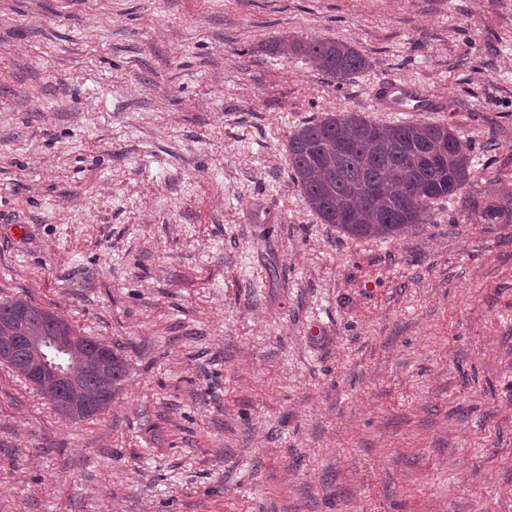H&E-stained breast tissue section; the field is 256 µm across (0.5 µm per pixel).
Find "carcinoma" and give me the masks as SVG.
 <instances>
[{"label":"carcinoma","instance_id":"1","mask_svg":"<svg viewBox=\"0 0 512 512\" xmlns=\"http://www.w3.org/2000/svg\"><path fill=\"white\" fill-rule=\"evenodd\" d=\"M280 54H301L320 71L338 78L362 72L367 61L356 49L329 39L282 40L272 43ZM291 178L303 202L325 224L355 238L395 237L427 221L428 206L436 200L464 199L473 216L497 219L508 206L482 205L466 190L471 162L453 128L431 123L381 127L353 113H326L290 133L287 144ZM25 304L28 317L17 322L12 308ZM50 311L22 298L0 300V348L18 336L30 345L18 350L10 363L27 375L39 361L34 348L51 331ZM126 376L123 358L112 356L85 383L84 399L107 409ZM38 392L61 415L71 417L64 386L45 384Z\"/></svg>","mask_w":512,"mask_h":512}]
</instances>
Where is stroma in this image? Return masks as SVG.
<instances>
[{"mask_svg": "<svg viewBox=\"0 0 512 512\" xmlns=\"http://www.w3.org/2000/svg\"><path fill=\"white\" fill-rule=\"evenodd\" d=\"M339 111L512 201V0H0V299L127 366L70 420L0 363V512H512V223H322L286 145ZM271 47L275 53L302 54L317 69L338 78L356 75L367 66L365 57L357 49L325 38L306 41H274Z\"/></svg>", "mask_w": 512, "mask_h": 512, "instance_id": "obj_1", "label": "stroma"}]
</instances>
